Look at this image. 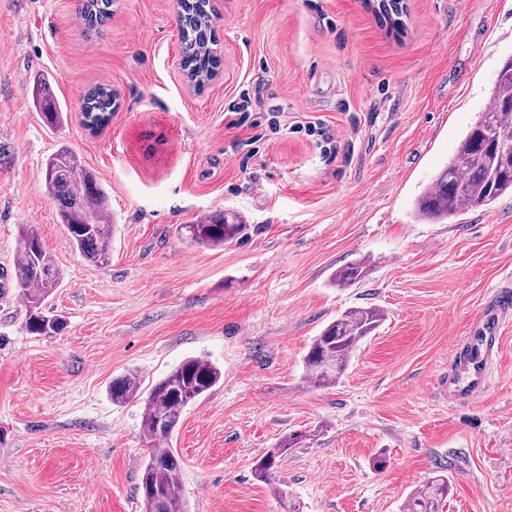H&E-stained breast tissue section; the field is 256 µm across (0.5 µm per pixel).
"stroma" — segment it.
<instances>
[{
    "label": "stroma",
    "mask_w": 512,
    "mask_h": 512,
    "mask_svg": "<svg viewBox=\"0 0 512 512\" xmlns=\"http://www.w3.org/2000/svg\"><path fill=\"white\" fill-rule=\"evenodd\" d=\"M77 3L0 0V512H143V406L114 404L109 386L130 369L151 385L188 357L222 372L169 443L189 512H283L277 488L298 512H402L443 466L447 512H512V319L486 395L451 406L437 392L454 342L512 277V195L443 224L414 215L512 54V0H405L399 27L368 0H212L220 67L199 91L180 69L176 0H115L92 29ZM42 75L65 111L56 128L33 104ZM98 84L114 109L92 131L79 104ZM256 88L250 125L225 129ZM274 112L323 120L335 151L270 132ZM63 145L109 194L108 265L74 249L40 182ZM224 209L245 225L236 239L181 240ZM25 224L62 274L55 336L24 328ZM359 261L362 281L333 284ZM364 306L383 311L379 329L334 385L310 386L312 341ZM300 430L313 439L274 484L258 479ZM310 439L305 432L294 431L281 437L274 448H271L268 453L260 458L255 464V474L258 478L265 481H270L272 474L278 467L280 458L291 448L296 447L304 440Z\"/></svg>",
    "instance_id": "1"
}]
</instances>
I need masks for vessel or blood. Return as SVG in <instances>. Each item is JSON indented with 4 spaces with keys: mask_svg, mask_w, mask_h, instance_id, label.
Wrapping results in <instances>:
<instances>
[{
    "mask_svg": "<svg viewBox=\"0 0 512 512\" xmlns=\"http://www.w3.org/2000/svg\"><path fill=\"white\" fill-rule=\"evenodd\" d=\"M512 308V287L494 289L476 322V333L456 341L454 366L442 391L449 404H469L489 388V364L504 313Z\"/></svg>",
    "mask_w": 512,
    "mask_h": 512,
    "instance_id": "b4317fda",
    "label": "vessel or blood"
}]
</instances>
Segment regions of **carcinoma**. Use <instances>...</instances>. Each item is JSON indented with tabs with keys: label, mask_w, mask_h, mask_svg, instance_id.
<instances>
[{
	"label": "carcinoma",
	"mask_w": 512,
	"mask_h": 512,
	"mask_svg": "<svg viewBox=\"0 0 512 512\" xmlns=\"http://www.w3.org/2000/svg\"><path fill=\"white\" fill-rule=\"evenodd\" d=\"M114 0H81L85 24L96 27L110 15ZM181 50L186 77L204 86L216 74L218 49L211 39L208 0H177ZM114 94L108 85H96L83 97L81 112L92 128L103 126L110 116ZM33 101L42 121L58 125L63 112L51 82L42 78ZM512 56L501 65L490 105L460 140L448 164L436 175L416 201L418 217L441 224L466 211L487 206L512 193ZM46 193L59 204L61 221L70 240L89 262L103 266L112 258V230L105 224L110 212L109 197L97 176L88 170L71 148L61 146L51 153L42 168ZM243 230L241 220L229 214L207 216L192 224L180 225L179 233L192 246L222 247ZM14 277L24 301V327L36 336H51L65 328L64 320L46 313L45 302L60 285L61 273L52 253L33 226L21 228L15 246ZM366 276L365 267L352 264L335 274V283L353 285ZM384 320L376 307H357L327 325L313 341L306 359V380L316 388L330 386L348 366L354 347L375 332ZM221 379V371L209 360H183L149 389L142 390L136 370L112 379V402L141 401L144 438L160 443L177 429L184 408L211 390ZM308 439L306 433L291 432L255 464L257 477L268 481L280 458ZM180 466L169 449L154 450L142 467L138 491L144 512H188L179 481ZM448 476L441 474L420 485L408 496L404 512H444L448 498Z\"/></svg>",
	"instance_id": "obj_1"
}]
</instances>
